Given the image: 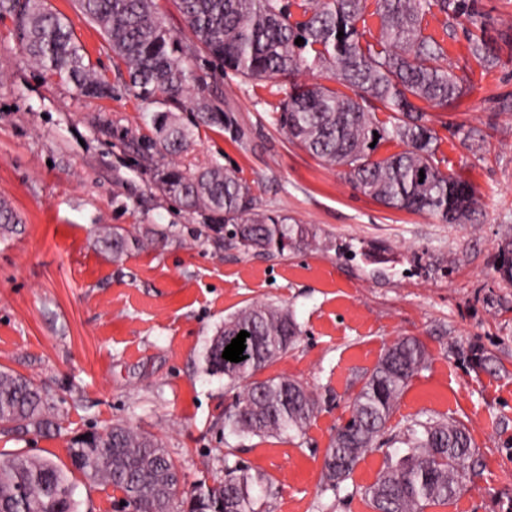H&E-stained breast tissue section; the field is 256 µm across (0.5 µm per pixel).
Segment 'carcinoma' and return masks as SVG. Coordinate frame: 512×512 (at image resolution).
Masks as SVG:
<instances>
[{"instance_id":"1","label":"carcinoma","mask_w":512,"mask_h":512,"mask_svg":"<svg viewBox=\"0 0 512 512\" xmlns=\"http://www.w3.org/2000/svg\"><path fill=\"white\" fill-rule=\"evenodd\" d=\"M366 0H302L303 20L279 0H175L191 37L181 39L164 24L154 0H77L81 13L95 24L124 65L127 86L149 104L181 102L196 77L191 63L206 55L215 66L259 84L290 79L288 96L275 113L276 125L291 142L328 166L347 168L364 195L400 211L426 212L446 224L475 219L478 199L465 180L439 168L438 143L425 124L420 103L447 107L460 95V80L440 61L442 42L425 33L423 22L438 11L455 21L472 20L473 0H375L380 19L376 41L361 43L358 23ZM0 13L14 16L31 60L71 83L88 97L112 94V84L90 65L64 17L43 0H0ZM342 38H337L338 32ZM303 38L297 45L295 40ZM471 54L493 66L498 56L481 37L470 38ZM332 70L338 87L299 83L303 71ZM188 126L170 111L151 116L153 135L139 144L147 157L164 160L186 151L199 126L233 127L229 115L198 94ZM388 113L381 121L377 113ZM379 138H374V135ZM386 143L403 149L378 155ZM425 177H420L419 173ZM158 190L211 229L247 251H283L313 240L305 224H290L257 204L251 186L233 169L217 162L194 172L169 163L156 165ZM22 223L20 214L0 200V231ZM100 239L116 257L128 246L124 230L103 227ZM500 278L512 282V238L499 247ZM250 333L238 363L222 358L240 331ZM299 336L292 314L270 302H253L224 320L211 340L206 371L243 385L224 412V430L237 438L299 436L311 422L316 401L300 382L283 376L258 378L288 352ZM428 361L424 345L402 338L389 346L374 368L360 378L350 416L336 426L325 456L326 487L336 491L362 456L378 447V438L412 378ZM59 414L32 379L0 370V434L26 431L36 435L58 427ZM405 451L386 457L376 481L366 489L378 512H425L446 504L460 490L472 467L474 449L466 429L429 418L415 420L394 436ZM71 467L29 453H0V512H81L73 472L123 494L132 512H179L175 466L162 444L131 426L73 437L67 448ZM269 483L236 464L225 467L224 480L194 496L189 512H258Z\"/></svg>"}]
</instances>
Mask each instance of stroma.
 Here are the masks:
<instances>
[{"mask_svg":"<svg viewBox=\"0 0 512 512\" xmlns=\"http://www.w3.org/2000/svg\"><path fill=\"white\" fill-rule=\"evenodd\" d=\"M45 3L114 92L86 97L37 68L13 18L0 16V199L23 218L0 235V367L41 383L62 414L56 433L0 435V452L66 466L74 435L122 423L162 442L182 491L223 478L229 457L271 482L263 512H374L364 490L383 451L368 452L337 492L324 483L325 452L360 376L387 346L413 337L429 362L401 396L390 433L417 419L456 420L478 459L463 490L427 512H512V284L497 272L499 245L512 236V0H475L471 24L446 25L440 13L425 20L463 87L453 105L424 111L440 169L479 198L468 224L386 208L344 168L289 142L273 119L287 81L257 86L193 63L191 93L233 113L239 132L200 128L178 164L238 169L262 209L316 236L311 246L265 254L225 242L156 189L133 147L150 133L151 108L127 90L73 0ZM472 33L495 49V66L469 55ZM112 225L132 239L148 228L165 237L116 259L97 242ZM255 301L288 307L301 329L267 373L313 392L304 436L222 433L235 391L207 373L204 353L225 318Z\"/></svg>","mask_w":512,"mask_h":512,"instance_id":"stroma-1","label":"stroma"}]
</instances>
